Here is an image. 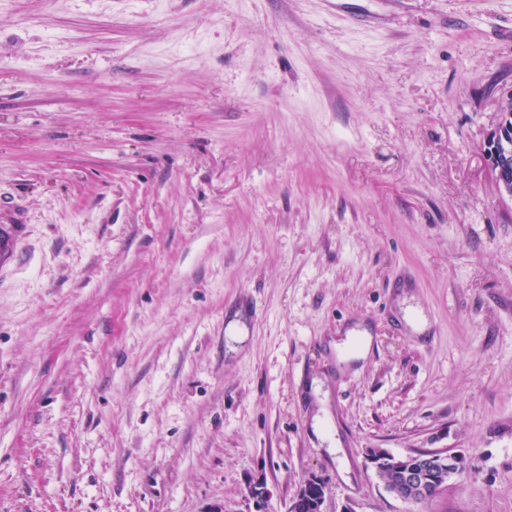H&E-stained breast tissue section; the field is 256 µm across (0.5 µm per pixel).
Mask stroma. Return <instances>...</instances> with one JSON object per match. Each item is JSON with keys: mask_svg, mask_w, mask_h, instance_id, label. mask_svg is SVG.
<instances>
[{"mask_svg": "<svg viewBox=\"0 0 512 512\" xmlns=\"http://www.w3.org/2000/svg\"><path fill=\"white\" fill-rule=\"evenodd\" d=\"M510 90L512 0H0V512H512ZM500 112L501 120L491 130L486 139L487 156L490 170L500 195L512 201V160L511 164L508 162V158L512 157V154L503 151L504 142L507 141L508 137L512 136V127L510 128L507 121V118H511L509 112H512L511 90L503 96ZM27 236V224H0V274L18 260ZM367 457L384 488L399 500L411 504L443 491L450 478L466 469L464 455L450 450H419L395 455L382 448H373ZM328 497L326 482L315 473H310L298 486L289 502V512H326L324 504Z\"/></svg>", "mask_w": 512, "mask_h": 512, "instance_id": "1", "label": "stroma"}]
</instances>
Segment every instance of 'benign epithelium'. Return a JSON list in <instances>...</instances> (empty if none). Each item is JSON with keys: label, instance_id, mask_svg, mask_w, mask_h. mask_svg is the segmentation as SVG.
I'll return each instance as SVG.
<instances>
[{"label": "benign epithelium", "instance_id": "1", "mask_svg": "<svg viewBox=\"0 0 512 512\" xmlns=\"http://www.w3.org/2000/svg\"><path fill=\"white\" fill-rule=\"evenodd\" d=\"M501 120L486 139L490 170L501 196L512 200V155L503 151L504 142L512 136L507 118L512 116V91L501 100ZM376 476L384 488L399 500L414 504L443 491L448 480L465 469L464 455L458 451L419 450L406 455H395L382 448H373L367 454ZM328 497L326 482L311 473L298 486L289 502L288 512H325Z\"/></svg>", "mask_w": 512, "mask_h": 512}]
</instances>
